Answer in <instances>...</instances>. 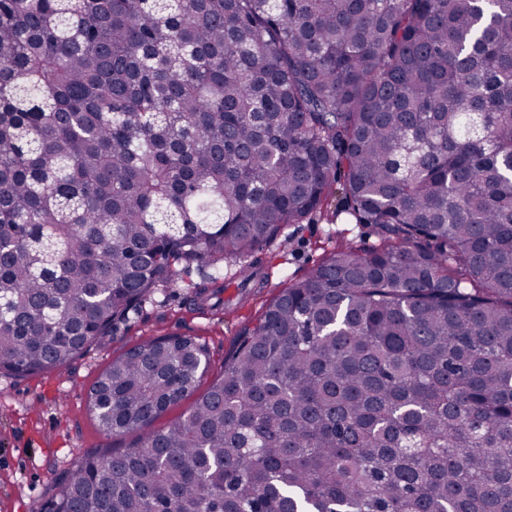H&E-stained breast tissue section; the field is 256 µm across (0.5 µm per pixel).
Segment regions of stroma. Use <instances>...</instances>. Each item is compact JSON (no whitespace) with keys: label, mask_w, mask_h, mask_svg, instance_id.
Masks as SVG:
<instances>
[{"label":"stroma","mask_w":512,"mask_h":512,"mask_svg":"<svg viewBox=\"0 0 512 512\" xmlns=\"http://www.w3.org/2000/svg\"><path fill=\"white\" fill-rule=\"evenodd\" d=\"M344 243L369 250L381 240L376 226L355 223L344 213L331 222L317 218L294 225L262 252L268 281L253 289L245 305L195 309L189 295L201 272L194 268L67 367L24 378L0 375V512H40L84 454L128 445V438H107L87 410L88 393L112 359L151 338L193 336L208 348L205 379L213 381L238 338L259 324L279 290Z\"/></svg>","instance_id":"1"}]
</instances>
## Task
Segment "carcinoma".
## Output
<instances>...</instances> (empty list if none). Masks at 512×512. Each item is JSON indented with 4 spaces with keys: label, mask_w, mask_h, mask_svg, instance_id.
<instances>
[{
    "label": "carcinoma",
    "mask_w": 512,
    "mask_h": 512,
    "mask_svg": "<svg viewBox=\"0 0 512 512\" xmlns=\"http://www.w3.org/2000/svg\"><path fill=\"white\" fill-rule=\"evenodd\" d=\"M374 224L208 370L191 336L87 398L125 448L46 512H512V0H0V374L60 370L203 264ZM229 263L233 272L224 273Z\"/></svg>",
    "instance_id": "obj_1"
}]
</instances>
